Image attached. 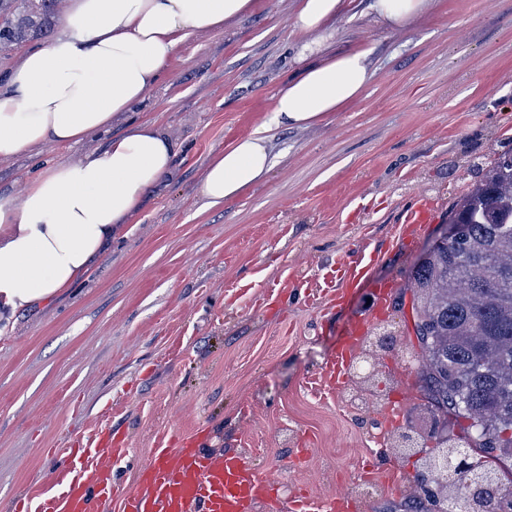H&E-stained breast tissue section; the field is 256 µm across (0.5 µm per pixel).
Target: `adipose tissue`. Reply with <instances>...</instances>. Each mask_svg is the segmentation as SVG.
Listing matches in <instances>:
<instances>
[{
    "label": "adipose tissue",
    "instance_id": "obj_1",
    "mask_svg": "<svg viewBox=\"0 0 512 512\" xmlns=\"http://www.w3.org/2000/svg\"><path fill=\"white\" fill-rule=\"evenodd\" d=\"M428 0H373L379 23L408 26ZM346 0H298L290 19L304 36V63L275 95L274 120L307 126L358 98L374 76L369 54L347 51L308 63L318 33ZM253 0H69L61 32L26 49L0 74V159L48 145H75L105 131L100 153L50 165L28 180L21 202L0 197V324L72 287L112 233L140 209L147 192L170 174L177 147L150 122L112 131V120L140 104L179 44L243 15ZM269 129L261 125L208 165L201 193L217 205L272 169Z\"/></svg>",
    "mask_w": 512,
    "mask_h": 512
}]
</instances>
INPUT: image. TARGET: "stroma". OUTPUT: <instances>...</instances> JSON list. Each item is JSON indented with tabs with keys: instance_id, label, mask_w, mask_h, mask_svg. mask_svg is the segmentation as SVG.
<instances>
[{
	"instance_id": "35a3bbf8",
	"label": "stroma",
	"mask_w": 512,
	"mask_h": 512,
	"mask_svg": "<svg viewBox=\"0 0 512 512\" xmlns=\"http://www.w3.org/2000/svg\"><path fill=\"white\" fill-rule=\"evenodd\" d=\"M371 0H350L322 56L371 52L361 96L307 127L270 132L275 164L218 205L201 194L210 161L271 121L302 44L287 24L297 0H255L251 14L179 45L143 104L111 132L0 161V196L21 200L49 164L103 151L110 134L154 121L179 149L173 171L112 237L89 275L0 331V512L15 497L56 494L53 448L111 431L129 450L105 457L116 496L132 491L154 448L199 436L274 471L281 498L299 488L351 494L356 512H413L418 450H393L394 427L430 431L420 385L383 354L360 416L349 377L335 394L316 379L371 289L321 296L327 271L370 260L372 282L398 281L370 333L414 345L407 276L448 221L474 168L512 150V0H429L409 28H381ZM436 213L414 242L401 218L418 198ZM394 484L353 489L359 466Z\"/></svg>"
}]
</instances>
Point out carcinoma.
Segmentation results:
<instances>
[{"label": "carcinoma", "mask_w": 512, "mask_h": 512, "mask_svg": "<svg viewBox=\"0 0 512 512\" xmlns=\"http://www.w3.org/2000/svg\"><path fill=\"white\" fill-rule=\"evenodd\" d=\"M58 0H0L11 36L24 42L50 31ZM461 231L451 245L432 248L411 269L415 326L422 340L416 377L427 410L467 422L446 441L429 432L421 440L461 450L464 468L448 482L436 471L418 494L420 512H437L435 498L470 502L469 512H502L512 496V153H503L475 177L448 215ZM489 433L468 438V422Z\"/></svg>", "instance_id": "1"}]
</instances>
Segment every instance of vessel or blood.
Masks as SVG:
<instances>
[{
	"label": "vessel or blood",
	"instance_id": "obj_1",
	"mask_svg": "<svg viewBox=\"0 0 512 512\" xmlns=\"http://www.w3.org/2000/svg\"><path fill=\"white\" fill-rule=\"evenodd\" d=\"M435 210L424 202L404 217L405 236L414 239L430 223ZM369 265L355 259L327 273L335 283L333 300L346 299L368 281ZM369 319L355 321L337 346L336 354L319 377L327 394L345 383L352 353L367 332ZM113 457L125 456L121 437L104 434L95 446L68 449L61 469L59 495L43 498L39 505L18 500L14 512H95L98 503L111 500L113 494L110 467L98 465L104 450ZM278 481L269 471L250 464L242 455H215L200 448L197 439L186 440L180 448L155 449L139 471L138 486L120 501V512H251L255 502L277 501ZM348 496L321 498L306 493L290 500L291 512H351Z\"/></svg>",
	"mask_w": 512,
	"mask_h": 512
}]
</instances>
